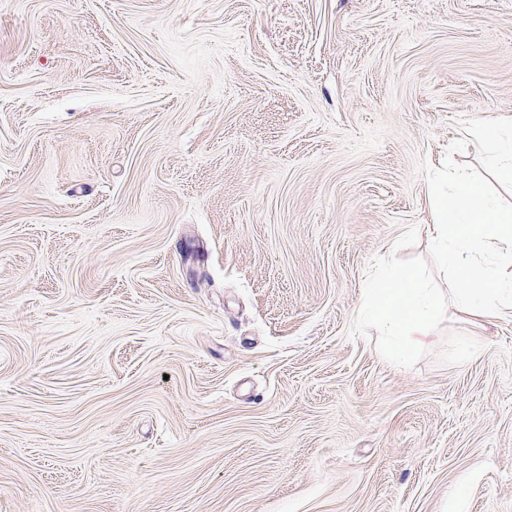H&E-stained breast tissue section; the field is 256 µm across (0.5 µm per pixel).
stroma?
Masks as SVG:
<instances>
[{"instance_id": "1", "label": "stroma", "mask_w": 512, "mask_h": 512, "mask_svg": "<svg viewBox=\"0 0 512 512\" xmlns=\"http://www.w3.org/2000/svg\"><path fill=\"white\" fill-rule=\"evenodd\" d=\"M510 120L512 0H0V512H512V317L358 316ZM434 288H426L413 268H395L365 289L362 317L383 327V357L391 364L404 363L417 351L434 345L432 326L444 311Z\"/></svg>"}]
</instances>
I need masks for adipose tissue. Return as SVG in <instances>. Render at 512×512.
Instances as JSON below:
<instances>
[{
	"label": "adipose tissue",
	"mask_w": 512,
	"mask_h": 512,
	"mask_svg": "<svg viewBox=\"0 0 512 512\" xmlns=\"http://www.w3.org/2000/svg\"><path fill=\"white\" fill-rule=\"evenodd\" d=\"M473 139L490 174L512 184V123L478 128ZM427 236L441 257L448 293L463 315L487 321L512 317V207L502 206L483 181L446 174L429 198ZM362 316L383 327V356L399 365L434 345L432 326L443 314L432 289L412 268H394L365 290Z\"/></svg>",
	"instance_id": "1"
}]
</instances>
